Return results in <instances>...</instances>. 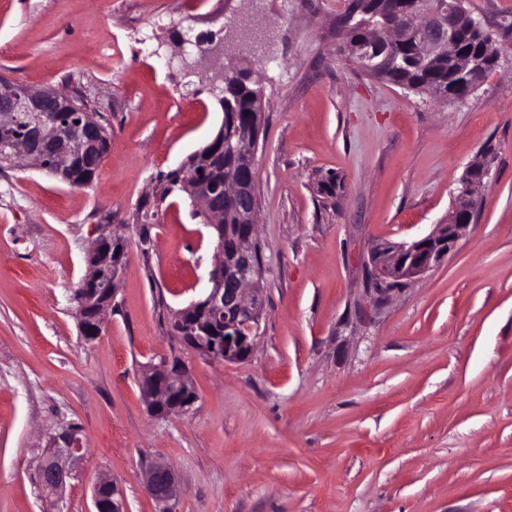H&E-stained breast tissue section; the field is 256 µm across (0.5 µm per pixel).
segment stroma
<instances>
[{"mask_svg":"<svg viewBox=\"0 0 512 512\" xmlns=\"http://www.w3.org/2000/svg\"><path fill=\"white\" fill-rule=\"evenodd\" d=\"M347 0H0V78L78 92L107 121L91 186L0 167V512H46L36 466L49 432L81 427L62 512H90L102 475L125 512H512V0H467L498 67L443 104L366 76L340 48ZM265 33L232 62L264 97L256 154L265 309L241 363L201 359L160 312L201 295L216 237L160 174L217 133L213 72L181 37ZM491 158L476 221L440 266L380 304L363 256L445 223L466 166ZM336 175L335 197L319 188ZM127 240L116 306L85 340L71 297L96 224ZM154 248L142 256L139 226ZM189 367L190 413L151 416L139 376ZM155 462L179 493L143 488Z\"/></svg>","mask_w":512,"mask_h":512,"instance_id":"1","label":"stroma"}]
</instances>
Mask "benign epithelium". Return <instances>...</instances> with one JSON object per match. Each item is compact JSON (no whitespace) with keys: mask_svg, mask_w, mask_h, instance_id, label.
<instances>
[{"mask_svg":"<svg viewBox=\"0 0 512 512\" xmlns=\"http://www.w3.org/2000/svg\"><path fill=\"white\" fill-rule=\"evenodd\" d=\"M413 19L403 30L406 38L418 47L420 59L450 55L462 70L480 68L487 76L494 64L486 63L475 51L461 41L458 10L448 5L445 12L429 6L428 0H416ZM395 30L388 29L381 36L368 32L356 43L357 64L365 73L375 72L382 58L383 43L393 41ZM195 43L199 60L203 62L224 56V41L182 39ZM53 100L63 112L79 113V121L61 123L50 118L46 103ZM30 118L27 135L17 138L13 130L21 118ZM105 137L98 117L78 106L71 96L52 88L35 90L9 80L0 82V157L13 162L28 160L41 170L56 173L72 165L79 157L97 152ZM227 150L243 156L244 167L236 179L225 182L211 180L194 173L182 183L196 205L203 224L218 233V258L207 272V291L203 298L171 313L175 339L198 355L224 362L247 360L260 335L264 304L260 281L263 268L255 261V216L257 205L253 187L257 182L255 157L258 142L234 143L221 128L202 148L207 154ZM491 176L488 164L470 163L454 194L448 223L411 243L374 245L368 251L370 288L367 289L374 304L408 282L423 276L438 266L464 239L473 227L474 194ZM228 196L237 200L235 217L241 236L234 240L233 257L224 253V210L215 204L217 198ZM123 263H112L88 271L72 296L75 314L82 318V310L97 307L94 335H99L103 318L112 308L118 293ZM109 285V297L98 300V294L88 287L89 281ZM140 384L149 411L159 417L185 414L195 402L184 397L192 391L186 367L166 360L145 367ZM84 453L80 430L68 425L48 436L39 457L36 483L48 497H59L76 476ZM145 491L158 502H168L176 496L178 485L174 470L164 463L152 464L145 478ZM94 512H123V494L109 477L97 480L92 489Z\"/></svg>","mask_w":512,"mask_h":512,"instance_id":"7a95c632","label":"benign epithelium"}]
</instances>
